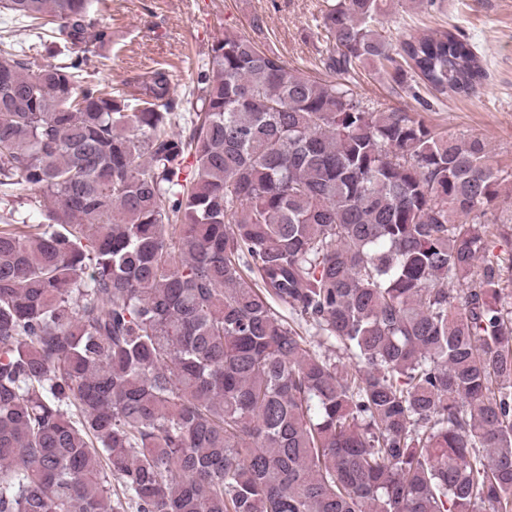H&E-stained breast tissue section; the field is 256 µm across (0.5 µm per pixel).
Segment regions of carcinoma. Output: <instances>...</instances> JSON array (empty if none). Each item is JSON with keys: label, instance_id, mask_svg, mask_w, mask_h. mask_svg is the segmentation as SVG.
Returning <instances> with one entry per match:
<instances>
[{"label": "carcinoma", "instance_id": "1", "mask_svg": "<svg viewBox=\"0 0 512 512\" xmlns=\"http://www.w3.org/2000/svg\"><path fill=\"white\" fill-rule=\"evenodd\" d=\"M403 4L329 6L330 80L224 31L184 133L94 0H0L54 38L0 49V512H512V172L350 88L482 84Z\"/></svg>", "mask_w": 512, "mask_h": 512}]
</instances>
